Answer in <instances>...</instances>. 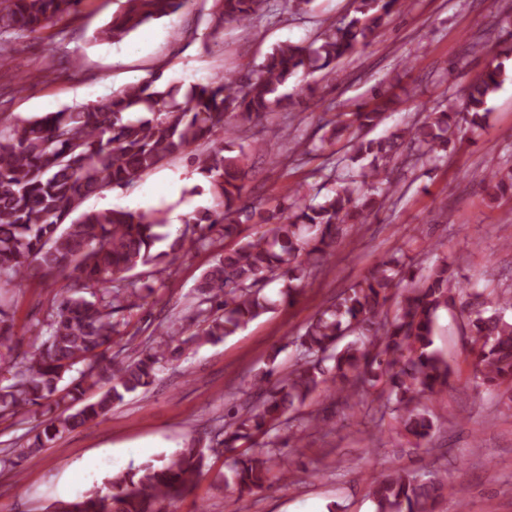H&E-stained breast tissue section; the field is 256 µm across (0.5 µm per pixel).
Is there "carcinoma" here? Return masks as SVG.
<instances>
[{"label":"carcinoma","instance_id":"obj_1","mask_svg":"<svg viewBox=\"0 0 512 512\" xmlns=\"http://www.w3.org/2000/svg\"><path fill=\"white\" fill-rule=\"evenodd\" d=\"M0 38L50 25L77 12L82 0H0ZM217 24L251 27L271 10V0H215ZM400 0H352L351 13L328 25L307 45L291 41L273 47L257 77L228 74L179 89L158 72L97 104L31 119L0 120V283L20 286L39 278L62 282L50 300L44 333L18 352L13 324L0 308V419L31 424L28 438L0 448V470L22 474L62 435L106 416L126 396L146 393L157 374L184 351L234 335L282 304L293 303L302 283L316 275L336 250L346 226L363 224L389 199L386 171L402 149L415 150L410 165L448 151L460 122L481 125L488 102L509 78L499 54L479 48L488 60L467 87L462 108L454 100L426 113L410 126L379 139L364 131L382 121L392 99L374 102L331 122L330 137L349 134L347 151L336 164L349 174L318 203L291 191L287 205L273 211L242 204V160L260 132L283 137V129L264 126L266 117L296 114L292 96L280 92L294 76L335 68L368 45L375 31L396 12ZM186 0H123V7L99 32L103 41L120 42L152 20L178 13ZM205 144L204 153L193 147ZM191 156L208 183L213 206L188 216L176 236L166 232L164 212L107 208L87 211V198L112 187L129 186L169 159ZM493 198L512 193V169L485 178ZM258 217L261 232L242 235L241 214ZM218 234L237 239L218 253L193 289L189 315L178 322L162 318L152 342L131 355L114 350L123 337L118 316L151 295L150 276L133 270L173 264L192 248ZM279 281L280 299L264 293ZM460 305L462 333L475 353L477 386L512 384V292L489 298L461 284L437 259L420 267L403 257L378 263L362 279L336 294L316 312L303 332L288 338L295 363L286 373L273 349L256 373L253 400L225 407L224 429L216 444L236 453L229 472L219 473L224 489L242 498L270 486V478L301 480L285 453L302 434L321 430L319 409L305 411L316 393L343 398L360 407L369 390H388L391 412L401 431L426 440L435 427L427 403L448 388L451 366L434 347L439 313ZM213 447L194 438L161 463L121 471L103 486L58 500L49 512H168L192 494L211 470ZM466 507L463 484L432 475L419 479L394 465L371 483L374 512H433L445 492Z\"/></svg>","mask_w":512,"mask_h":512}]
</instances>
